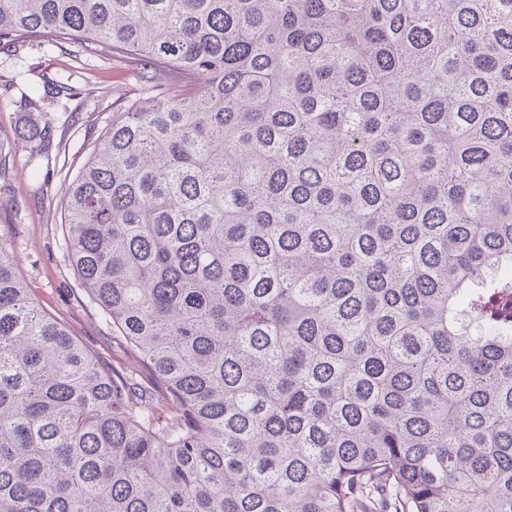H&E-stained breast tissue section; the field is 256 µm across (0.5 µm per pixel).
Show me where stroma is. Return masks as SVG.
<instances>
[{
  "label": "stroma",
  "mask_w": 512,
  "mask_h": 512,
  "mask_svg": "<svg viewBox=\"0 0 512 512\" xmlns=\"http://www.w3.org/2000/svg\"><path fill=\"white\" fill-rule=\"evenodd\" d=\"M46 78L66 84L70 95L42 94ZM144 87L142 71L132 60L72 40L30 38L19 53L0 49V145L11 152V173L0 178V234L9 239L41 304L100 362L123 372L133 371L135 364L71 270L59 229V202L88 145ZM33 109L52 128L54 147L45 158H32L33 145L22 135Z\"/></svg>",
  "instance_id": "35a3bbf8"
}]
</instances>
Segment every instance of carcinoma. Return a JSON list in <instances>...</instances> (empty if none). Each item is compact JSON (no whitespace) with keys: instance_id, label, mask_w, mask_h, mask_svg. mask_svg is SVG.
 <instances>
[{"instance_id":"cac0c4a2","label":"carcinoma","mask_w":512,"mask_h":512,"mask_svg":"<svg viewBox=\"0 0 512 512\" xmlns=\"http://www.w3.org/2000/svg\"><path fill=\"white\" fill-rule=\"evenodd\" d=\"M35 35L203 82L61 203L139 373L0 234V512H512V0H0Z\"/></svg>"}]
</instances>
